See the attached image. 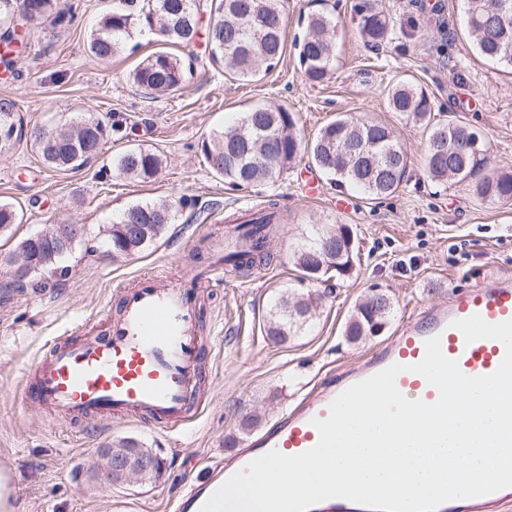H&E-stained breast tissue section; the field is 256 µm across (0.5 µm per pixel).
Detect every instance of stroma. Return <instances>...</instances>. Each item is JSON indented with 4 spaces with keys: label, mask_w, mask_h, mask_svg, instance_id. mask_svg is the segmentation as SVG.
Listing matches in <instances>:
<instances>
[{
    "label": "stroma",
    "mask_w": 512,
    "mask_h": 512,
    "mask_svg": "<svg viewBox=\"0 0 512 512\" xmlns=\"http://www.w3.org/2000/svg\"><path fill=\"white\" fill-rule=\"evenodd\" d=\"M364 0H288L285 54L275 69L241 81L213 67L197 45L195 73L176 94L145 98L128 78L139 61L163 44L138 36L139 49H122L97 60L89 35L112 0H59L71 20L27 27L29 46L13 72L0 68V99L14 101L28 129L54 128L74 117L118 123L94 163L76 172L46 167L31 136L0 149V202L22 208V223L0 235V283L23 239L55 224H80L84 236L65 259L66 276H41L38 290L13 292L0 301V467L11 469L22 512H168L171 500L205 474V463L236 434L241 415L259 411L271 425L302 394L331 372L355 369L395 335L398 327L487 271L512 275V201L489 203L473 186L439 185L423 166L424 127L391 112L385 88L399 78L422 86L434 101L433 117L469 124L480 136L486 173L512 170V74L482 59L461 26L463 0H371L390 20L391 38L367 46L358 32ZM320 11L336 25V58L330 79L309 83L294 40L305 31L304 15ZM284 105L305 138L336 115L356 112L387 123L411 164L399 190L381 200L341 190L320 180L316 193L301 181L307 162L274 183L229 189L203 162L200 144L213 130L232 125L240 112L268 102ZM160 154L151 181L100 177L126 150ZM186 197L207 209L205 221L181 214L160 239L141 251L113 259L102 230L128 207ZM278 199L287 214L277 249L251 275L211 288L205 297L204 342L209 352L202 382L203 404L195 420L173 436L137 420L101 416L56 417L23 404L21 391L56 336H94L110 325L118 288L140 274L164 268L187 283L204 271L190 256L210 227L232 212ZM345 224L358 256L345 279L302 278L291 250L308 225ZM314 291L322 300L307 330L285 345L267 340L263 325L275 299ZM390 294L394 313L385 331L348 342L345 324L371 291ZM131 437L162 462L151 480L108 483L99 474L104 449Z\"/></svg>",
    "instance_id": "obj_1"
}]
</instances>
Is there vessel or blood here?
Listing matches in <instances>:
<instances>
[{"label":"vessel or blood","mask_w":512,"mask_h":512,"mask_svg":"<svg viewBox=\"0 0 512 512\" xmlns=\"http://www.w3.org/2000/svg\"><path fill=\"white\" fill-rule=\"evenodd\" d=\"M234 265H215L208 279L187 286L157 270L137 278L119 292L118 306L107 335L54 341L40 362L27 401L57 413L81 417L145 419L154 428L175 431L196 415L202 395L204 351L197 337L202 322L201 295L212 282L234 272ZM480 315L497 324L512 320V276L492 273L471 288L455 293L448 304L395 336L353 375H335L325 389L303 400L261 437L248 442L232 459H218L207 478L190 486L174 505V512H198L201 505L232 475L272 450L297 455L314 447L319 433L313 419L329 414L331 402L345 389L393 364L404 365L396 385L409 399L434 403L436 388L409 365L425 355V342L437 336L444 355L469 376L494 373L505 356L504 345L492 339L466 342L452 321ZM512 504V487L489 495L456 499L438 512H485ZM310 512H371L342 498L313 505Z\"/></svg>","instance_id":"1"}]
</instances>
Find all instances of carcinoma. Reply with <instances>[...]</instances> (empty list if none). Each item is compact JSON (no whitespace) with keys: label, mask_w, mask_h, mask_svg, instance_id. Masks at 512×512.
<instances>
[{"label":"carcinoma","mask_w":512,"mask_h":512,"mask_svg":"<svg viewBox=\"0 0 512 512\" xmlns=\"http://www.w3.org/2000/svg\"><path fill=\"white\" fill-rule=\"evenodd\" d=\"M465 19L477 52L486 60L512 70V0H465ZM34 22L54 17L64 21L57 0H0V40L4 54L0 62L9 66L13 56L27 45L25 37L12 28L16 15ZM284 0H112L92 30L90 52L108 60L128 45L135 35L154 33L168 45L186 47L201 38L210 46V63L229 69L242 80H254L261 70L275 67L284 51ZM306 33L294 42L306 80L315 85L329 79L336 46L330 31L333 21L321 13L305 20ZM358 30L371 47L382 46L390 35L387 17L370 4L360 6ZM130 46V45H128ZM139 45L130 46L135 52ZM193 72L187 61L158 51L143 59L130 73L133 85L154 98L173 94ZM390 109L420 123L428 131L424 159L430 178L442 184L453 177L475 180L477 195L490 202L512 201V173L483 175L485 158L481 149L470 147L478 136L459 121L432 122L433 102L427 90L400 80L387 88ZM113 126L96 119H79L56 131L35 136L34 145L44 163L62 171H79L94 161ZM25 136L23 119L12 101L0 100V147L17 143ZM205 164L234 189L278 181L306 153L314 167L334 185L351 187L375 200L395 193L404 181L408 156L393 129L382 122L354 113H344L323 126L309 141H303L292 113L281 105L256 106L241 113L237 123L213 130L200 145ZM161 156L134 147L120 156L115 168L125 178L145 182L156 176ZM191 201L185 197L160 199L128 208L107 229L112 256L135 253L158 239L176 214ZM274 213H260L241 221L262 233L256 247L231 254L243 270L264 259L268 251L267 225ZM142 226L140 235L131 237L127 223ZM21 223L19 211L0 203V234ZM353 231L343 224H311L292 253L295 266L312 280L346 277L356 256L350 245ZM73 249L57 238L29 237L14 250L9 287L21 291L37 288L35 276L67 274L59 263ZM321 300L319 294L292 292L273 305L266 336L282 344L298 336L308 325L311 310ZM394 304L390 296L376 291L359 303L345 325L344 336L357 342L377 336L388 324Z\"/></svg>","instance_id":"carcinoma-1"}]
</instances>
